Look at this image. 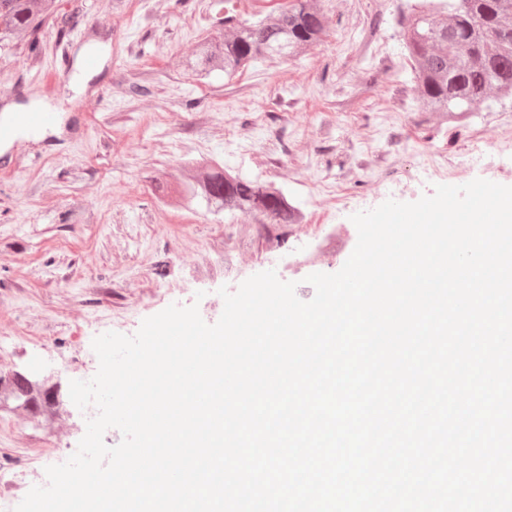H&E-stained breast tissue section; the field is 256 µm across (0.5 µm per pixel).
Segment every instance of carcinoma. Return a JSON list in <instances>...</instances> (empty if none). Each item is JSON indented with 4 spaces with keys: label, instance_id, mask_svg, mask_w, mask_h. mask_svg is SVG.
Returning <instances> with one entry per match:
<instances>
[{
    "label": "carcinoma",
    "instance_id": "1",
    "mask_svg": "<svg viewBox=\"0 0 512 512\" xmlns=\"http://www.w3.org/2000/svg\"><path fill=\"white\" fill-rule=\"evenodd\" d=\"M58 14V0H0V49L25 43L35 49L45 26ZM414 90L422 110L443 119H462L476 108L512 99V0H417L400 19ZM328 32L322 0H287L249 22L233 17L198 41L184 65L205 82L232 80L259 60L302 57ZM177 204H204L243 213L258 224L257 243L273 249L303 214L280 189L247 180L208 163L183 166ZM38 414L49 396L14 374L6 381Z\"/></svg>",
    "mask_w": 512,
    "mask_h": 512
}]
</instances>
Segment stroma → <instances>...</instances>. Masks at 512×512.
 <instances>
[{"mask_svg":"<svg viewBox=\"0 0 512 512\" xmlns=\"http://www.w3.org/2000/svg\"><path fill=\"white\" fill-rule=\"evenodd\" d=\"M325 41L306 57L262 60L232 81L197 82L183 66L196 41L222 20L218 0H60L36 49L0 53V109L43 98L61 111L59 129L17 139L0 160V375L37 365L66 378L96 374L93 339L134 335L172 304L202 301L206 323L224 309L220 282L206 280L230 252L250 273L267 270L247 245L255 227L196 205L176 208L155 176L208 162L272 184L302 209L277 249L281 278L302 301L315 289L289 269L326 221L330 197L353 199L338 216L336 243L317 269L342 268L357 243L352 213L391 197L426 156H448L445 184L484 177L482 156L512 135V101L454 124L423 112L397 20L415 0H323ZM103 45L101 70L82 92L58 71L66 55ZM84 412L52 428L25 415L8 420L0 468L16 448L77 447Z\"/></svg>","mask_w":512,"mask_h":512,"instance_id":"stroma-1","label":"stroma"}]
</instances>
